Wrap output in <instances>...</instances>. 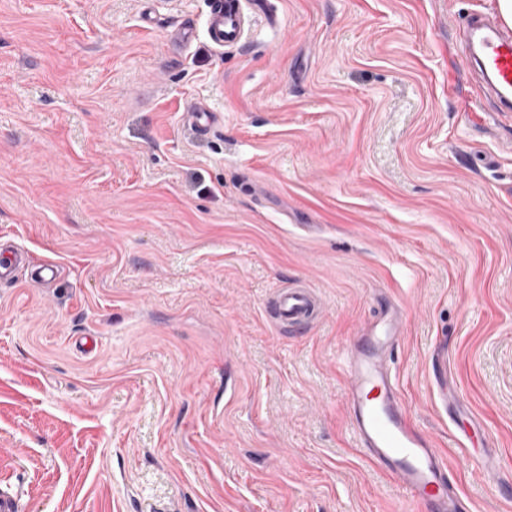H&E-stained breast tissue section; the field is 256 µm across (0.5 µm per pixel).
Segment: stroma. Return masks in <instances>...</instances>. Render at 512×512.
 <instances>
[{
	"instance_id": "1",
	"label": "stroma",
	"mask_w": 512,
	"mask_h": 512,
	"mask_svg": "<svg viewBox=\"0 0 512 512\" xmlns=\"http://www.w3.org/2000/svg\"><path fill=\"white\" fill-rule=\"evenodd\" d=\"M208 2L0 0V244L31 257L0 283V468L24 512H407L346 397L390 302L419 428L504 462L449 481L512 512V117L456 51L496 0H244L221 49ZM285 287L322 304L305 335L267 316Z\"/></svg>"
}]
</instances>
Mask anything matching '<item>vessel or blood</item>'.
Returning a JSON list of instances; mask_svg holds the SVG:
<instances>
[{"label":"vessel or blood","mask_w":512,"mask_h":512,"mask_svg":"<svg viewBox=\"0 0 512 512\" xmlns=\"http://www.w3.org/2000/svg\"><path fill=\"white\" fill-rule=\"evenodd\" d=\"M206 28L216 47L238 43L243 35L241 0H210ZM460 59L478 66L498 109L512 112V28L494 13H474L462 23ZM319 311L306 288L279 291L271 317L289 332H301ZM380 328L367 327L358 336L348 385L350 429L357 450L402 488L417 512H466L462 498L448 484L450 463L433 440L425 437L409 409L397 396L386 354L400 334V313L387 307Z\"/></svg>","instance_id":"obj_1"}]
</instances>
